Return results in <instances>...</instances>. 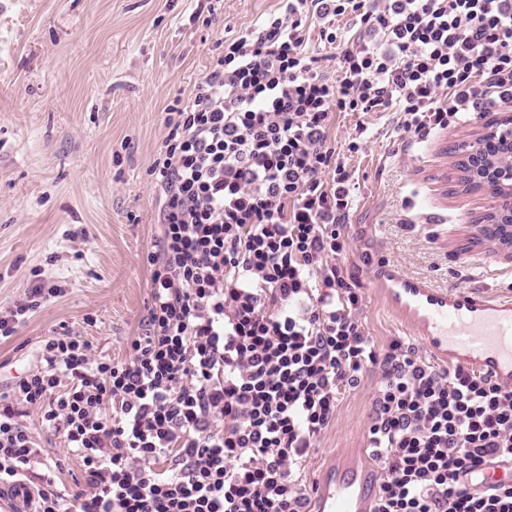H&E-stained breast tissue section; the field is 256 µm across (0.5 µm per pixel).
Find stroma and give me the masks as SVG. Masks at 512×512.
<instances>
[{"mask_svg": "<svg viewBox=\"0 0 512 512\" xmlns=\"http://www.w3.org/2000/svg\"><path fill=\"white\" fill-rule=\"evenodd\" d=\"M280 0H0V308L35 275L63 288L0 342V383L21 375L40 340L66 333L125 360L150 302L160 222L152 169L176 101L191 97L224 40L278 13ZM501 110L462 112L447 128L410 137L398 112L337 115L346 146L357 123L366 142L347 154L355 202L342 261L362 295L378 345L401 337L379 291L392 269L443 290L512 291V259L478 237L495 206L488 187L465 190L454 163ZM378 375L341 398L336 420L302 472L366 449ZM41 474L72 491L79 460L50 438Z\"/></svg>", "mask_w": 512, "mask_h": 512, "instance_id": "1", "label": "stroma"}]
</instances>
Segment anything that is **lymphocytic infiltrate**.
<instances>
[{
    "mask_svg": "<svg viewBox=\"0 0 512 512\" xmlns=\"http://www.w3.org/2000/svg\"><path fill=\"white\" fill-rule=\"evenodd\" d=\"M484 98L512 101V0H281L225 43L153 167L160 249L130 358L42 340L0 390V487L33 512H307L301 467L373 371L376 512H512V479L485 478L512 465V389L375 345L340 263L353 199L329 136L337 114L397 105L421 137ZM62 293L42 281L1 309L0 340ZM45 433L81 491L35 476Z\"/></svg>",
    "mask_w": 512,
    "mask_h": 512,
    "instance_id": "f902f5d3",
    "label": "lymphocytic infiltrate"
}]
</instances>
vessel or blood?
<instances>
[{
    "label": "vessel or blood",
    "mask_w": 512,
    "mask_h": 512,
    "mask_svg": "<svg viewBox=\"0 0 512 512\" xmlns=\"http://www.w3.org/2000/svg\"><path fill=\"white\" fill-rule=\"evenodd\" d=\"M380 291L406 330L437 359L512 387V294L438 290L390 274ZM376 464L337 463L316 482L312 512H373Z\"/></svg>",
    "instance_id": "b4317fda"
}]
</instances>
